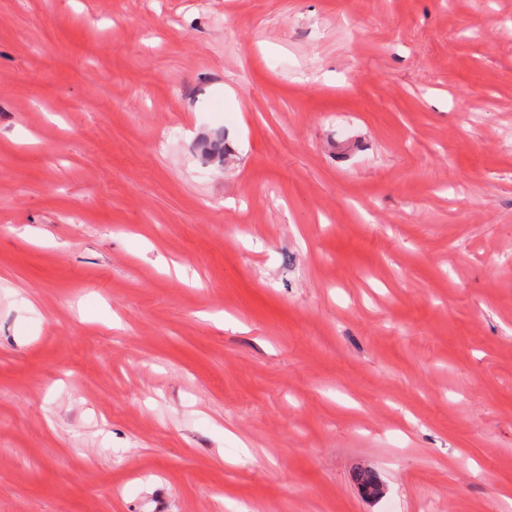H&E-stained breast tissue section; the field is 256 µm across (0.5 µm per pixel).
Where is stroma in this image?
<instances>
[{"label": "stroma", "mask_w": 512, "mask_h": 512, "mask_svg": "<svg viewBox=\"0 0 512 512\" xmlns=\"http://www.w3.org/2000/svg\"><path fill=\"white\" fill-rule=\"evenodd\" d=\"M0 512H512V0H0Z\"/></svg>", "instance_id": "stroma-1"}]
</instances>
